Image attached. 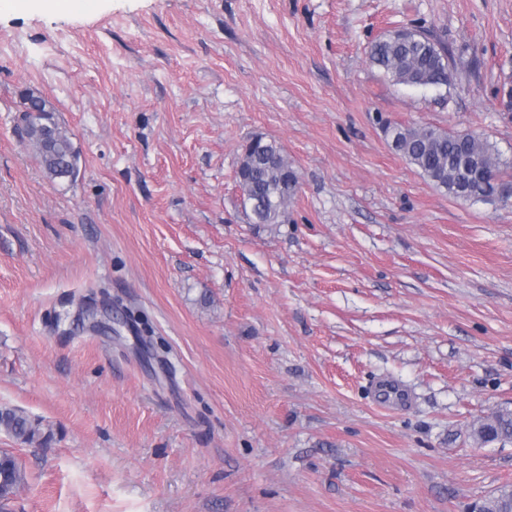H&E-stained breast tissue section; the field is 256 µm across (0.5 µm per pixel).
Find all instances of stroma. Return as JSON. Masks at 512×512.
Segmentation results:
<instances>
[{
  "instance_id": "stroma-1",
  "label": "stroma",
  "mask_w": 512,
  "mask_h": 512,
  "mask_svg": "<svg viewBox=\"0 0 512 512\" xmlns=\"http://www.w3.org/2000/svg\"><path fill=\"white\" fill-rule=\"evenodd\" d=\"M444 47L450 88L397 85L371 44ZM54 105L50 180L18 126ZM512 0H72L0 9V434L28 482L0 512H469L512 484V205L458 199L386 124L512 161ZM299 177L252 223L237 166ZM405 384L379 408L372 385ZM23 132L33 146L46 173L53 179L73 176L77 156L68 132L54 119V108L40 95L26 92L22 109ZM292 166L275 141L255 136L243 147L238 179L242 194L255 203V224H283L296 194ZM375 390L380 404L388 410L406 405L409 399L407 391L393 380L382 379L377 381ZM40 425V422L30 420L17 409H0V429L25 443L42 444L48 441L51 433H43ZM474 435L481 444L512 442V412L497 411L474 428Z\"/></svg>"
}]
</instances>
